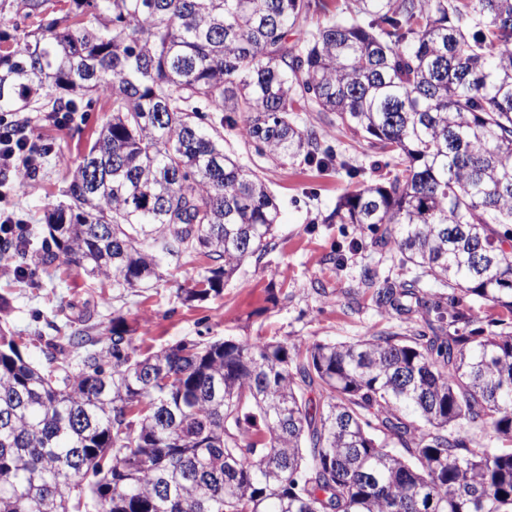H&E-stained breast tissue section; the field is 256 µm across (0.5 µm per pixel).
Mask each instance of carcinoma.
Returning <instances> with one entry per match:
<instances>
[{
	"label": "carcinoma",
	"instance_id": "1",
	"mask_svg": "<svg viewBox=\"0 0 512 512\" xmlns=\"http://www.w3.org/2000/svg\"><path fill=\"white\" fill-rule=\"evenodd\" d=\"M0 0V115L110 117L45 217L35 263L137 288L214 261L219 294L268 250L279 208L224 151V112L257 155L333 163L291 112H321L401 169L325 224L381 232L419 277L378 306L421 324L355 343L215 340L137 354L121 322L70 368L0 333V512H512V0ZM301 28V40L288 41ZM468 305L472 306L474 311L479 314L483 321L481 326L488 330H499L502 326L495 325L502 319L506 320V323L512 322V315L510 317V314L498 306H492V304L479 299L469 300Z\"/></svg>",
	"mask_w": 512,
	"mask_h": 512
}]
</instances>
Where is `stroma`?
<instances>
[{
	"instance_id": "stroma-1",
	"label": "stroma",
	"mask_w": 512,
	"mask_h": 512,
	"mask_svg": "<svg viewBox=\"0 0 512 512\" xmlns=\"http://www.w3.org/2000/svg\"><path fill=\"white\" fill-rule=\"evenodd\" d=\"M104 103L74 113L67 128L35 115L30 131L51 143L38 176L26 190L0 187V209L12 212L24 227L29 251L40 248L47 234L44 215L61 198L69 170L91 142L93 132L108 119ZM301 126L315 128L323 144L340 158L324 172L302 159L280 162L259 157L237 130H225L224 147L243 164L259 167L280 209L273 245L247 259L219 295L187 302L178 294L209 267L200 256L169 265L162 279L143 288H114L76 269L30 266L28 281L13 268L12 254L0 255V331L13 336L23 357L45 365L44 339L65 336L82 325L84 307L98 323L96 336L108 341L113 319H121L140 353L159 351L182 341L206 343L313 341L353 342L386 331L407 334L410 325L394 311L378 307L366 273L377 279H410L416 274L391 247L377 244L367 228L327 224L323 218L340 196L354 190L359 178L392 177L394 166H381L368 142L327 124L314 112H296Z\"/></svg>"
}]
</instances>
